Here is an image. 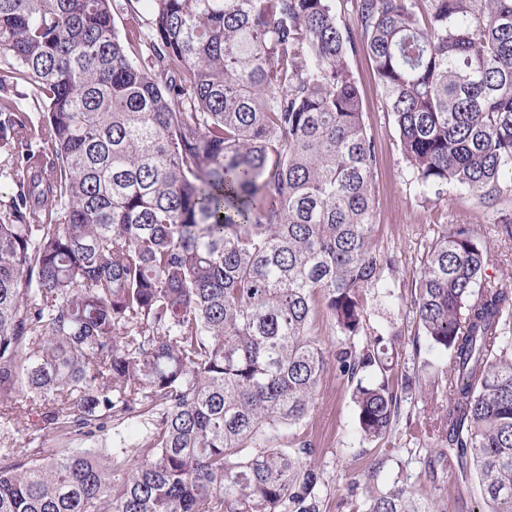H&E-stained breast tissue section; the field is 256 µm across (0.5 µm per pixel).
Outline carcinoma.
<instances>
[{"instance_id": "obj_1", "label": "carcinoma", "mask_w": 512, "mask_h": 512, "mask_svg": "<svg viewBox=\"0 0 512 512\" xmlns=\"http://www.w3.org/2000/svg\"><path fill=\"white\" fill-rule=\"evenodd\" d=\"M0 0V426L25 400L60 440L128 423L141 441L0 448V512H319L313 453L277 435L311 414L331 358L358 428L382 439L402 395L391 295L373 248L378 150L347 57L362 42L409 181L442 199L512 195V0ZM38 82L44 111L8 85ZM459 224L438 231L413 304L450 355L428 469L470 470L512 512V289ZM322 298L336 346L316 343ZM366 512H436L403 485Z\"/></svg>"}]
</instances>
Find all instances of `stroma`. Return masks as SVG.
<instances>
[{
    "mask_svg": "<svg viewBox=\"0 0 512 512\" xmlns=\"http://www.w3.org/2000/svg\"><path fill=\"white\" fill-rule=\"evenodd\" d=\"M357 82L366 125L379 151L373 175L375 198L373 242L376 250L396 259L390 272L392 298H378L368 309L366 333L393 325L397 334L392 357L394 378L437 375L449 362L447 353L429 349L419 327L411 297L427 252L437 230L443 225L466 224L486 248L488 275L512 282V240L498 232L502 216L499 205L483 204L471 194L449 189L441 200H426L410 185L402 158L397 130L383 105L371 62L364 48L348 58ZM354 385L337 378L335 365H327L316 392L312 413L306 422L281 432L282 447H295L310 440L315 449L312 463L320 471V512H363L369 495L366 473L371 464L381 466L379 490L401 483L412 491L431 495L440 502L442 512H478L480 497L476 481L460 482L453 475L430 477L421 462L424 443L406 434L408 421L429 422L446 407L441 394L424 386L422 395L402 399L399 422L387 440L368 442L357 431ZM10 443L17 448H34L48 453L53 448L43 429L41 412L26 406L11 427Z\"/></svg>",
    "mask_w": 512,
    "mask_h": 512,
    "instance_id": "35a3bbf8",
    "label": "stroma"
}]
</instances>
